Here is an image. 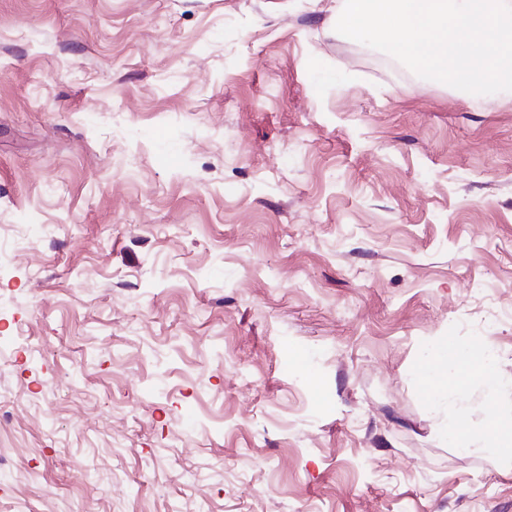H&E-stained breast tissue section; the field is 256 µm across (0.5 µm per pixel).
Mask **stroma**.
Returning a JSON list of instances; mask_svg holds the SVG:
<instances>
[{
    "mask_svg": "<svg viewBox=\"0 0 512 512\" xmlns=\"http://www.w3.org/2000/svg\"><path fill=\"white\" fill-rule=\"evenodd\" d=\"M344 5L0 0V512H512V92ZM490 347L477 348L451 336L437 338L428 350L431 368L424 377L430 384L433 397L448 390L463 392L471 383L482 381L488 395H494L499 386L496 372L497 357ZM448 435L463 451H474L484 445L481 434L472 432L468 417L464 412H458L448 424ZM473 446V447H472ZM488 428L494 438V446L500 458L506 462L512 460V422L491 419Z\"/></svg>",
    "mask_w": 512,
    "mask_h": 512,
    "instance_id": "1",
    "label": "stroma"
}]
</instances>
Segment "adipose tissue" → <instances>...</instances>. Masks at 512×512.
Returning a JSON list of instances; mask_svg holds the SVG:
<instances>
[{
    "label": "adipose tissue",
    "mask_w": 512,
    "mask_h": 512,
    "mask_svg": "<svg viewBox=\"0 0 512 512\" xmlns=\"http://www.w3.org/2000/svg\"><path fill=\"white\" fill-rule=\"evenodd\" d=\"M431 368L424 381L432 387L433 396L448 391L463 392L471 383L482 381L488 394L499 386L496 356L490 348H477L451 336L437 338L428 350Z\"/></svg>",
    "instance_id": "obj_1"
}]
</instances>
